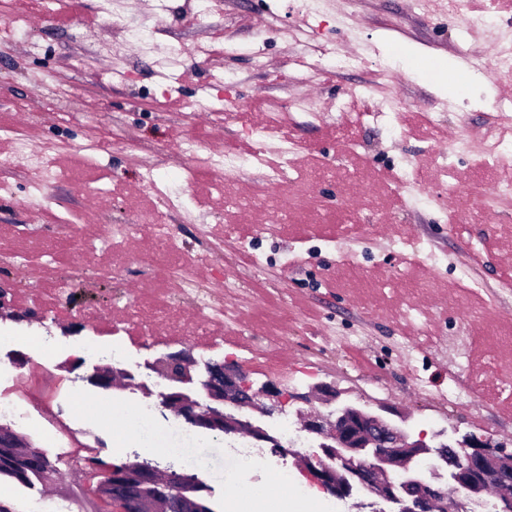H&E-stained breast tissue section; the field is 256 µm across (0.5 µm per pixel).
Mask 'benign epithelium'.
I'll return each mask as SVG.
<instances>
[{"label":"benign epithelium","mask_w":512,"mask_h":512,"mask_svg":"<svg viewBox=\"0 0 512 512\" xmlns=\"http://www.w3.org/2000/svg\"><path fill=\"white\" fill-rule=\"evenodd\" d=\"M167 369L162 376L182 384L193 382L195 361L184 351L168 354ZM201 386L212 405L202 408L187 393L159 395L164 409L176 405L185 423L225 435H241L258 443H268L282 455L303 462L304 472L313 483L328 494L345 500L354 487L360 486L379 500L397 506L395 512H466L467 503L448 495L440 469L450 471L454 482L475 495L484 494L483 486L491 483H512V452L507 453L486 439L474 434L455 444L433 438L430 445L425 436L412 437L404 427L352 403L340 402L341 392L328 385L318 388L324 404H336L326 414L297 411L300 430L318 442L321 453L303 455L283 444L250 418L240 415L249 409L270 416L282 407L283 395L269 381L255 388L246 374L231 362H208ZM24 436L7 426H0V457L16 459L15 449L29 448ZM433 458V480L424 481L413 474L411 464ZM153 470L144 467L133 481H126L119 472H112L114 512H149L153 500L164 499L167 512H201L198 504L174 487L198 483L175 470L168 472L167 482L155 484Z\"/></svg>","instance_id":"obj_1"}]
</instances>
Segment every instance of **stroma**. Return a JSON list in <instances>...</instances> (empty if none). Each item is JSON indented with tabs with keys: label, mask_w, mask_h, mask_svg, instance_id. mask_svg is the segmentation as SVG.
Returning a JSON list of instances; mask_svg holds the SVG:
<instances>
[{
	"label": "stroma",
	"mask_w": 512,
	"mask_h": 512,
	"mask_svg": "<svg viewBox=\"0 0 512 512\" xmlns=\"http://www.w3.org/2000/svg\"><path fill=\"white\" fill-rule=\"evenodd\" d=\"M96 2L73 0L69 12L53 14L40 0H0V16L22 5L31 18L25 35L0 38V145L13 156L16 139H27L58 172L47 186L41 170L22 160L4 172L12 190L0 195V244L43 276L35 283L0 266V290L13 308L35 312L27 321L0 318V399L22 403L42 391L51 413L1 414L0 425L54 462L82 445L108 463L139 458L197 475L216 512L241 482L279 496L270 481L276 472L314 491L293 457L266 447L259 457L246 455L241 440L191 427L160 406L168 383L152 365L187 349L196 365L185 390L200 401L206 362L232 361L259 385L272 378L266 365L285 357L286 373L272 379L286 393L328 383L342 400L400 412L411 434L442 431L452 443L474 434L512 450V205H480L466 192L475 182L512 181V166L487 170L480 157L489 112L512 98V85L482 76L490 45L512 37V5L468 0L470 10L497 19L474 35L438 12L412 10L409 0H331L314 20L298 0H222V11L208 17L194 14L190 0H127L194 68L193 76L178 72L164 83L136 47L111 60L97 54L98 45L124 35L105 24ZM202 42L211 51L198 60L193 49ZM331 50L352 65L336 67ZM420 55L449 59L482 81L463 91L438 86L418 65ZM219 75L233 82L235 114L227 121L196 109ZM75 86L73 118L58 123L48 91ZM392 95L405 109L395 120L378 116ZM305 97L313 111L290 110L266 144L270 160L285 147L296 155L294 182L280 191L293 201V218L277 223L264 209L239 206L256 193L260 174L228 187L202 171L189 211L163 219L180 252L155 265L135 262L158 248L142 223L156 206L138 177L147 157L165 159L164 179L178 184L181 170L166 160L178 136L246 153L272 105ZM23 108L43 112V122H18ZM437 154L448 159L455 194L435 178ZM405 158L422 167L417 203L393 190ZM118 225L126 235L116 245ZM423 250L440 263L420 260ZM255 251L265 259L258 273L250 265ZM199 254L209 279L186 287L182 260ZM75 266L88 273L85 285H70ZM103 266L114 277L94 278ZM228 280L236 283L229 292ZM65 287L64 310L41 311V301ZM201 294L222 302L229 317L201 323L193 314ZM35 336L51 342L52 355H37ZM17 354L24 365L13 364ZM107 364L129 377L104 390L89 377ZM116 399L149 421L142 439L123 448L103 412ZM159 437L167 450H150ZM34 499H78L84 512L106 510L82 465L51 488L0 479L8 512H25Z\"/></svg>",
	"instance_id": "stroma-1"
}]
</instances>
